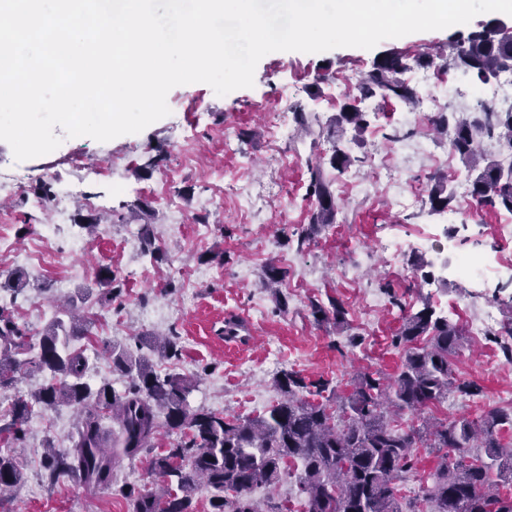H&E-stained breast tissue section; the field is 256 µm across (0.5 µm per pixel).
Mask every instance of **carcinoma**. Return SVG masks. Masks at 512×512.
<instances>
[{"mask_svg": "<svg viewBox=\"0 0 512 512\" xmlns=\"http://www.w3.org/2000/svg\"><path fill=\"white\" fill-rule=\"evenodd\" d=\"M512 60V42L495 38L490 30L472 32L456 42L453 62L475 81L504 69ZM396 56L382 59L357 89L363 98L377 95L413 103L418 95L401 75ZM476 115L438 112L436 129L452 132L451 147L471 181L479 205L512 212V179L503 177V162L489 157L479 144L498 137L504 153L512 155V110L499 112L484 102ZM351 125L362 131L366 113L344 105L336 118L337 130ZM336 135L330 165L346 171L356 158L340 145ZM314 199L311 224H331L336 201L319 172L310 182ZM450 192L438 178L429 190L431 210L448 209ZM331 309L311 303L315 318L341 323L346 312L336 301ZM69 320L55 317L32 342L30 329L19 325L12 311L0 305V389L11 385L16 374H51V379L28 396L18 397L10 421L0 425L14 441L25 436L24 425L35 413L66 404L80 416L77 440L63 451L45 449L48 478L75 477L87 486L112 483V466L120 456L133 457L152 447L159 428L181 434L169 448L153 455L150 468L161 487L124 491L131 512H194L193 500L203 489L210 493L209 512H284L282 502L259 506L251 496L254 486H276L285 463H300L298 494L303 512H420V501L430 512H512V493L500 486L512 483V448L500 442L499 433L512 429V407L489 411L478 419L423 418L421 425L405 429L393 425L405 411L424 414L448 399V393L480 395L474 381L457 377L453 357L462 343V331L435 315L432 307L405 317L394 343L404 349L400 372L392 379L378 372H359L346 395L329 379H310L298 371L275 378L282 398L260 415L250 417L186 405L192 380L180 373H159L145 357L126 349H106L112 368L129 379L121 393L108 383L94 388L85 381L88 361L72 341L88 334L89 318L68 311ZM165 359H177L181 349L172 337L155 341ZM110 417L119 433L107 439L101 420ZM442 453L430 474L432 486L425 496L400 494L399 483L413 471V449L419 446ZM23 474L10 453L0 449V492L18 485Z\"/></svg>", "mask_w": 512, "mask_h": 512, "instance_id": "carcinoma-1", "label": "carcinoma"}]
</instances>
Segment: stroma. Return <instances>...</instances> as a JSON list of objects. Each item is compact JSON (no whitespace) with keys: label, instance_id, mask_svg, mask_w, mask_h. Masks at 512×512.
Segmentation results:
<instances>
[{"label":"stroma","instance_id":"stroma-1","mask_svg":"<svg viewBox=\"0 0 512 512\" xmlns=\"http://www.w3.org/2000/svg\"><path fill=\"white\" fill-rule=\"evenodd\" d=\"M490 19L484 13L460 27L387 39L370 50L273 52L259 61L253 87L222 97L204 83L175 87L167 95L168 116L107 142L67 138L58 127L56 150L19 162L0 141V172L31 175L22 194L0 195V226L17 251L38 248L51 259L38 267L0 253V274L18 269L30 282L17 297L0 289V304L37 332L80 289L92 288L85 307L101 320L89 340L131 350L137 337L175 335L180 359L155 360L156 370L191 377L189 408L242 416L276 403L274 379L284 370L341 386L366 368L396 375L404 351L391 338L423 304L463 329L466 314L489 304L504 324L512 317V242L494 235L504 214L477 205L448 135L429 123L435 100L448 112L474 111L471 82L449 60L454 40L483 30ZM390 52L401 57L418 103L361 99L358 80ZM348 103L368 111L370 124L361 132L344 126L342 139L359 161L340 174L329 163L330 132ZM300 111L310 132L298 127ZM396 127L403 138L389 140ZM315 161L332 183L338 211L334 224L312 228L308 165ZM434 174L448 177L451 200L442 213L432 212L427 198ZM62 184L77 195L65 225L47 238L43 227L54 214L43 190ZM171 197L180 212L170 209ZM140 203L152 210L151 221L138 216ZM202 215L208 224L200 240ZM305 229L310 237L301 246L296 234ZM145 230L158 256L139 245L124 248L131 233ZM394 232L403 243L395 256L379 249ZM77 239L84 244L79 253L72 250ZM470 252L488 259L482 283L451 272ZM102 266L116 275L117 299L104 300L95 289ZM272 267L288 275L270 287ZM314 299L340 302L344 324L315 320ZM455 364L483 391L474 398L450 393L434 416L473 419L512 406V364L491 336L465 333ZM26 429V443L11 450L23 480L0 512H129L120 487L156 486L146 454L117 458L108 490L50 482L43 448L70 447L78 417L63 406Z\"/></svg>","mask_w":512,"mask_h":512}]
</instances>
